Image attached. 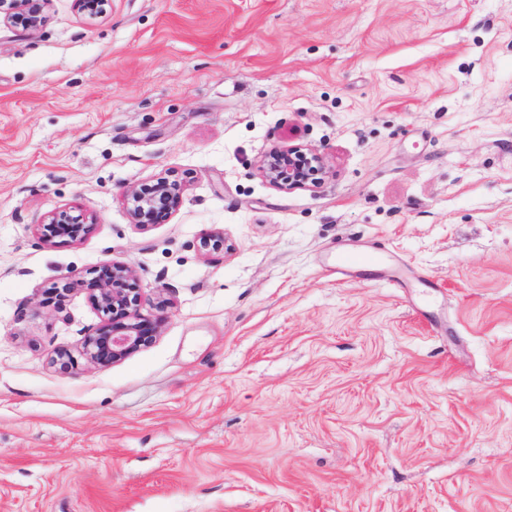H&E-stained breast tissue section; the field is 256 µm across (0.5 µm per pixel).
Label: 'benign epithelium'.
Returning a JSON list of instances; mask_svg holds the SVG:
<instances>
[{
	"instance_id": "benign-epithelium-1",
	"label": "benign epithelium",
	"mask_w": 512,
	"mask_h": 512,
	"mask_svg": "<svg viewBox=\"0 0 512 512\" xmlns=\"http://www.w3.org/2000/svg\"><path fill=\"white\" fill-rule=\"evenodd\" d=\"M51 0H0V17L6 22L21 25L26 30L37 28L43 20L45 8ZM322 157L300 145L278 146L261 162L262 177L278 189L299 186L323 170ZM181 182L161 176L143 188H135L125 195L131 223L146 228L175 213L183 201ZM94 219L83 213L73 215L61 210L49 215L36 225L39 238L51 241L66 237L71 242L83 240L93 226ZM224 247V237L205 233L199 238L198 248L204 252ZM84 288L106 316V322L89 334L82 355L88 364L106 368L151 345L165 323L162 314L143 313L142 295L136 288L135 269L122 262H106L99 266L97 275L89 282L69 281L63 291Z\"/></svg>"
}]
</instances>
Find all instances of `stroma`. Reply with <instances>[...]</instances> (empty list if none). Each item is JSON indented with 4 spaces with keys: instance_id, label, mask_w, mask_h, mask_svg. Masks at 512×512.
I'll return each mask as SVG.
<instances>
[{
    "instance_id": "35a3bbf8",
    "label": "stroma",
    "mask_w": 512,
    "mask_h": 512,
    "mask_svg": "<svg viewBox=\"0 0 512 512\" xmlns=\"http://www.w3.org/2000/svg\"><path fill=\"white\" fill-rule=\"evenodd\" d=\"M288 144L324 170L282 191ZM59 210L94 231L40 241ZM107 261L165 324L62 373L104 316L53 287ZM0 512H512V0L1 23ZM307 151V152H306ZM324 167L322 157L300 145L275 147L261 162L262 177L278 189L299 186ZM183 193L181 182L164 176L148 187L132 189L125 195L131 223L144 229L170 216L180 208Z\"/></svg>"
}]
</instances>
